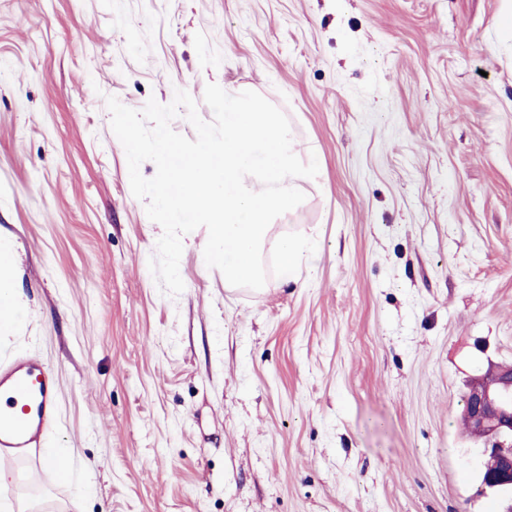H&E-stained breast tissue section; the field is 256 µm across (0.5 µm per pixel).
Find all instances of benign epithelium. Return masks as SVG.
<instances>
[{
  "mask_svg": "<svg viewBox=\"0 0 512 512\" xmlns=\"http://www.w3.org/2000/svg\"><path fill=\"white\" fill-rule=\"evenodd\" d=\"M491 377L471 378L464 392L463 414L470 432L481 443V453L494 463L484 476L488 488L512 486V406L502 397L512 393V366L489 364Z\"/></svg>",
  "mask_w": 512,
  "mask_h": 512,
  "instance_id": "7a95c632",
  "label": "benign epithelium"
}]
</instances>
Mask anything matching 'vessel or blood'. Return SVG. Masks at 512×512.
<instances>
[{
	"label": "vessel or blood",
	"instance_id": "1",
	"mask_svg": "<svg viewBox=\"0 0 512 512\" xmlns=\"http://www.w3.org/2000/svg\"><path fill=\"white\" fill-rule=\"evenodd\" d=\"M9 393L0 411V456L37 457L44 431L56 411V386L50 368L37 360L0 363V393Z\"/></svg>",
	"mask_w": 512,
	"mask_h": 512
}]
</instances>
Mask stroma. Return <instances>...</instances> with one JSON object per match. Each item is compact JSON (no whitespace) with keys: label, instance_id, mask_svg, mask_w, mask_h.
I'll list each match as a JSON object with an SVG mask.
<instances>
[{"label":"stroma","instance_id":"35a3bbf8","mask_svg":"<svg viewBox=\"0 0 512 512\" xmlns=\"http://www.w3.org/2000/svg\"><path fill=\"white\" fill-rule=\"evenodd\" d=\"M505 0H0V247L58 403L50 462H8L15 512H502L466 381L512 363V38ZM288 117L314 180L258 290L183 241L149 268L107 97L207 84ZM315 249L299 281L278 243Z\"/></svg>","mask_w":512,"mask_h":512}]
</instances>
